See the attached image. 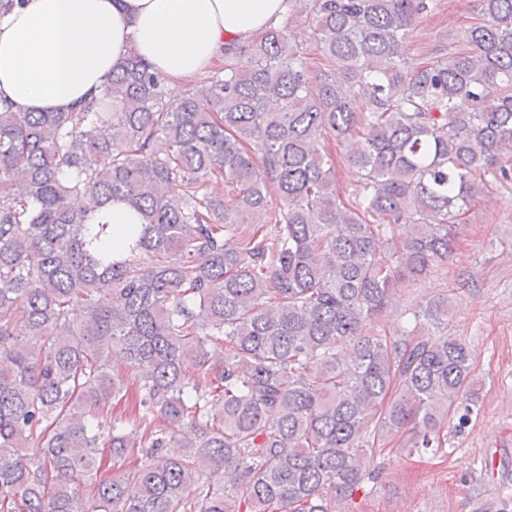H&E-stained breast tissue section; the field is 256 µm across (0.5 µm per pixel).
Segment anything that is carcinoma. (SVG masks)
I'll list each match as a JSON object with an SVG mask.
<instances>
[{"label": "carcinoma", "instance_id": "1", "mask_svg": "<svg viewBox=\"0 0 512 512\" xmlns=\"http://www.w3.org/2000/svg\"><path fill=\"white\" fill-rule=\"evenodd\" d=\"M435 2L287 0L323 76L285 24L225 44L224 75L177 100L131 55L75 111H0V512H349L385 437L442 447L475 399L469 347L378 323L448 262L482 175L512 177V0H478L463 47L409 73L403 41ZM328 138L363 183L353 202ZM116 203L142 220L120 255ZM447 316L446 298L419 314ZM131 381L143 431L114 420L112 461L164 462L99 480L93 417ZM183 421L190 441L167 433ZM292 27V34L298 36L296 39L300 45V50L304 53L303 56L306 58L310 74L312 76L326 74V72L329 71L327 61L318 50L316 41L310 34V30L308 28L304 29V26L300 25V22L296 20L292 22ZM299 33H301L300 37Z\"/></svg>", "mask_w": 512, "mask_h": 512}]
</instances>
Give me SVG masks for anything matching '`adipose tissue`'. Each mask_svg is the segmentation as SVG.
Masks as SVG:
<instances>
[{"instance_id":"obj_1","label":"adipose tissue","mask_w":512,"mask_h":512,"mask_svg":"<svg viewBox=\"0 0 512 512\" xmlns=\"http://www.w3.org/2000/svg\"><path fill=\"white\" fill-rule=\"evenodd\" d=\"M287 9L285 0H25L0 18V107L69 111L132 54L178 89L212 69L225 41Z\"/></svg>"}]
</instances>
